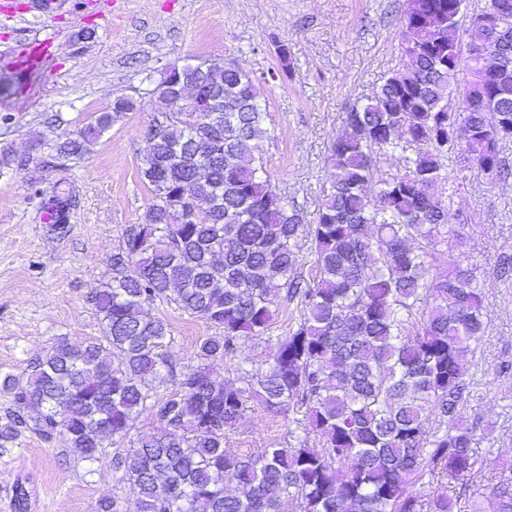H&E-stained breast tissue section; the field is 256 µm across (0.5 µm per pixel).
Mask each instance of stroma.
Listing matches in <instances>:
<instances>
[{
	"label": "stroma",
	"instance_id": "35a3bbf8",
	"mask_svg": "<svg viewBox=\"0 0 512 512\" xmlns=\"http://www.w3.org/2000/svg\"><path fill=\"white\" fill-rule=\"evenodd\" d=\"M60 2L55 12L41 13L32 0H0V76L19 66L31 42L51 41L24 93L0 99V150L24 153L35 136L47 144L23 169L0 170V377L24 374L58 337L99 336L90 293L110 275L122 229L140 223L151 203L140 171L157 116L153 89L165 67L224 58L261 79L267 174L311 224L331 171L328 147L343 130L345 112L405 63L395 37L405 0ZM121 96L134 98L136 107L71 162L77 203L68 233L54 234L34 187L55 176L50 145ZM448 171L443 198L466 245L460 250L454 239L442 240L439 265L460 256L474 268L486 323L471 344L461 417L472 431L476 485L512 486V278H501L497 267L500 256L512 255V174L491 176L461 157ZM151 312L168 324L170 360L180 369L193 365L196 342L217 333L173 303H155ZM298 315L295 304H281L270 330L247 342L244 359L214 361V372L233 381L241 369L264 368ZM158 427L142 412L126 438L105 442L95 462L74 455L63 439L23 434L0 447V512H17L19 482L29 495L26 512H96L103 498L134 502L135 489L112 460ZM301 433L294 412L255 405L227 432L224 446L255 454ZM412 490L424 499L446 494L456 512H469L474 498L473 487L441 473Z\"/></svg>",
	"mask_w": 512,
	"mask_h": 512
}]
</instances>
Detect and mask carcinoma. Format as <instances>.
Listing matches in <instances>:
<instances>
[{"instance_id": "carcinoma-1", "label": "carcinoma", "mask_w": 512, "mask_h": 512, "mask_svg": "<svg viewBox=\"0 0 512 512\" xmlns=\"http://www.w3.org/2000/svg\"><path fill=\"white\" fill-rule=\"evenodd\" d=\"M456 2L406 0L396 38L409 64L346 113L314 224L301 223L264 175L267 112L253 74L221 58L165 68L154 89L164 111L141 168L152 203L142 222L123 228L111 275L91 292L102 336H64L24 382L0 379L17 407L0 423V447L26 432L44 441L61 434L94 461L105 440L126 437L148 410L159 429L115 461L137 498L104 499L98 512H454L448 496L423 504L409 489L439 471L467 483L476 465L459 409L470 344L485 332L483 295L459 257L448 274L434 273L439 237L465 244L435 188L450 181L444 160L455 155L489 175L508 172L499 143L512 139V68L463 56L459 32L471 50L494 25L480 7L460 29ZM27 80L26 69L1 77L0 97ZM451 89L463 99L450 123ZM188 92L198 95L199 119L181 112ZM135 106L118 98L53 145L61 176L36 193L54 232H68L76 199L62 160L82 158ZM389 152L400 153L394 174L378 164ZM198 202L210 204L205 218L186 219ZM302 237L310 281L298 271ZM280 300L298 302L300 315L272 361L234 382L218 379L210 362L247 361L245 343L265 334ZM156 301L220 330L196 343L195 365L178 371L168 359L174 337L148 309ZM164 372L174 390L159 394L154 381ZM252 403L295 411L322 449L296 437L256 455L226 452L224 436ZM485 501L512 512L506 487L485 488L474 512Z\"/></svg>"}]
</instances>
